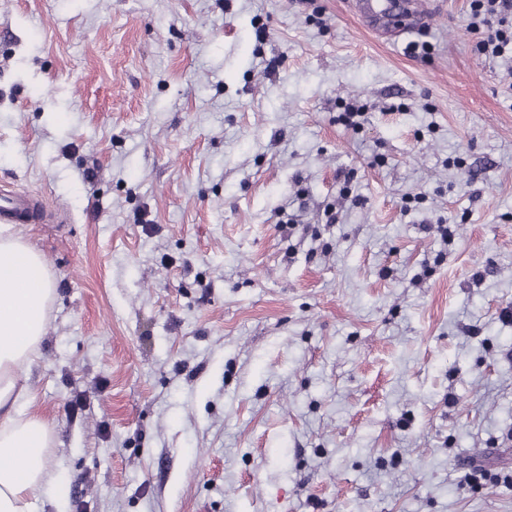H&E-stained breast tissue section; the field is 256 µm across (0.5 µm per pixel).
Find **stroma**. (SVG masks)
<instances>
[{
  "instance_id": "obj_1",
  "label": "stroma",
  "mask_w": 512,
  "mask_h": 512,
  "mask_svg": "<svg viewBox=\"0 0 512 512\" xmlns=\"http://www.w3.org/2000/svg\"><path fill=\"white\" fill-rule=\"evenodd\" d=\"M423 2L0 0L30 512H512V75ZM355 15L371 32L408 30L423 27L431 15L420 10L416 2L394 0H355L351 2ZM43 220L44 208L38 199L24 195L0 196L1 224H36Z\"/></svg>"
}]
</instances>
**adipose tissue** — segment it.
<instances>
[{
	"instance_id": "1",
	"label": "adipose tissue",
	"mask_w": 512,
	"mask_h": 512,
	"mask_svg": "<svg viewBox=\"0 0 512 512\" xmlns=\"http://www.w3.org/2000/svg\"><path fill=\"white\" fill-rule=\"evenodd\" d=\"M52 292L42 256L0 226V512H29L30 495L47 478L50 429L19 413L33 395L18 370L46 334Z\"/></svg>"
}]
</instances>
